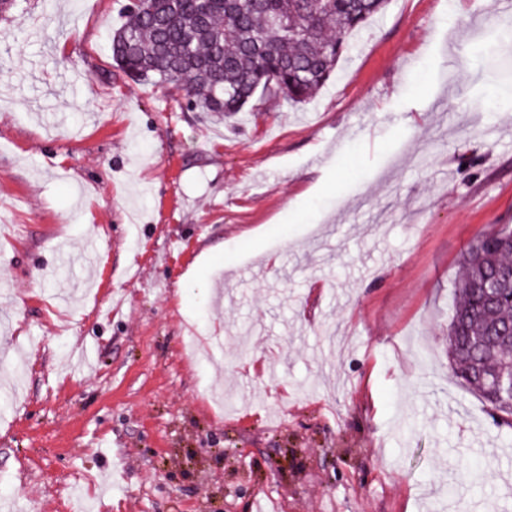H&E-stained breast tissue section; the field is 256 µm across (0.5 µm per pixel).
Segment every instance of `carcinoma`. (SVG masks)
<instances>
[{
  "instance_id": "1",
  "label": "carcinoma",
  "mask_w": 512,
  "mask_h": 512,
  "mask_svg": "<svg viewBox=\"0 0 512 512\" xmlns=\"http://www.w3.org/2000/svg\"><path fill=\"white\" fill-rule=\"evenodd\" d=\"M387 0H130L112 60L133 81L174 85L194 112L231 115L254 99L308 103L330 80L350 37ZM278 17L286 27L270 31ZM512 226L465 250L455 281L448 357L456 377L512 422V396L491 382L512 362V281L487 308L483 290L512 274Z\"/></svg>"
}]
</instances>
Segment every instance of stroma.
<instances>
[{"label":"stroma","mask_w":512,"mask_h":512,"mask_svg":"<svg viewBox=\"0 0 512 512\" xmlns=\"http://www.w3.org/2000/svg\"><path fill=\"white\" fill-rule=\"evenodd\" d=\"M453 1L224 120L114 66L127 0L0 12V512H512V426L448 360L512 225V10Z\"/></svg>","instance_id":"stroma-1"}]
</instances>
